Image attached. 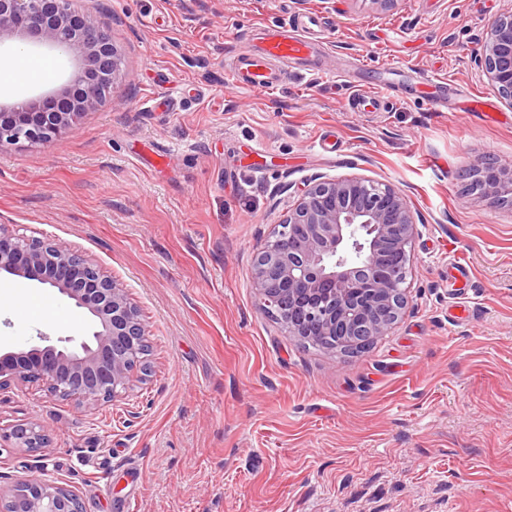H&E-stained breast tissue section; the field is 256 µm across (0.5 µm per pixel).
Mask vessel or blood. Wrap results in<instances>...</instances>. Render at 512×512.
Masks as SVG:
<instances>
[{"label": "vessel or blood", "mask_w": 512, "mask_h": 512, "mask_svg": "<svg viewBox=\"0 0 512 512\" xmlns=\"http://www.w3.org/2000/svg\"><path fill=\"white\" fill-rule=\"evenodd\" d=\"M248 47L234 57V84L251 92L277 88L288 79L285 62H306L314 54L309 40L281 27L261 25L251 30Z\"/></svg>", "instance_id": "vessel-or-blood-1"}]
</instances>
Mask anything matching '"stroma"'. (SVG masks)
Masks as SVG:
<instances>
[{"label": "stroma", "mask_w": 512, "mask_h": 512, "mask_svg": "<svg viewBox=\"0 0 512 512\" xmlns=\"http://www.w3.org/2000/svg\"><path fill=\"white\" fill-rule=\"evenodd\" d=\"M110 24L127 78L61 137L0 149V226L50 240L121 283L147 330V370L88 407L36 383L0 390V494L52 478L85 512H512V211L461 170L512 164V107L474 58L512 0H80ZM324 50L271 93L226 68L259 25ZM0 100L62 85L45 48L0 41ZM54 74L41 79L38 67ZM490 100L493 118L434 111L419 82ZM387 107L353 109V91ZM156 107H147L148 99ZM359 175L423 219L403 318L372 349L303 345L265 314L253 258L314 175ZM0 353L90 335L57 289L13 279ZM49 433L48 427L44 424L26 422L14 425L6 437L13 438L19 445L17 448H27L35 452L45 447Z\"/></svg>", "instance_id": "stroma-1"}]
</instances>
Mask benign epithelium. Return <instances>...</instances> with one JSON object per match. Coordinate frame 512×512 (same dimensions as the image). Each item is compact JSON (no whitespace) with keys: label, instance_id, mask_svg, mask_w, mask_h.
I'll return each mask as SVG.
<instances>
[{"label":"benign epithelium","instance_id":"7a95c632","mask_svg":"<svg viewBox=\"0 0 512 512\" xmlns=\"http://www.w3.org/2000/svg\"><path fill=\"white\" fill-rule=\"evenodd\" d=\"M16 47L57 50L74 67L57 90L0 103V149L60 136L126 78L110 30L74 0H0V37ZM478 69L512 107V9L491 17ZM465 191L512 209V166L485 160L468 172ZM417 212L391 184L365 177H312L273 235L257 252L252 288L262 309L305 344L353 353L386 335L404 315L412 272ZM47 284L98 329L71 346L40 343L0 354V387L39 383L55 395L96 405L115 400L143 361L146 328L126 289L65 246L28 240L0 226V273ZM7 437L21 448L45 447L49 429L20 423ZM13 512H85L80 495L50 479L19 483Z\"/></svg>","mask_w":512,"mask_h":512}]
</instances>
